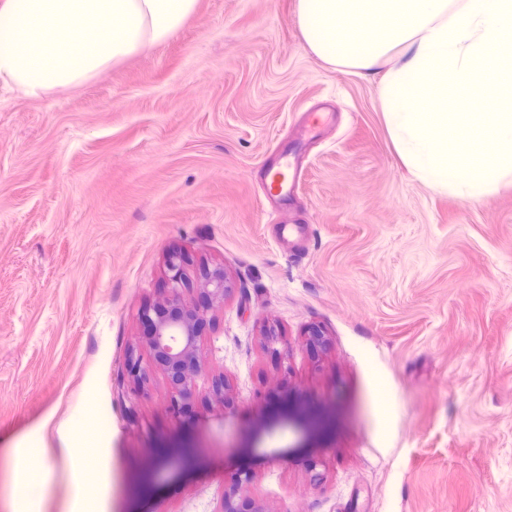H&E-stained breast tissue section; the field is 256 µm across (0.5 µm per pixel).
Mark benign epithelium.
<instances>
[{
	"label": "benign epithelium",
	"instance_id": "7a95c632",
	"mask_svg": "<svg viewBox=\"0 0 512 512\" xmlns=\"http://www.w3.org/2000/svg\"><path fill=\"white\" fill-rule=\"evenodd\" d=\"M187 263L183 255L168 260L169 280L173 284L172 295L163 304L168 313H152L148 309L140 313L142 335L151 351V359L144 363L133 351L127 358L128 373L138 386H145L160 373L176 399L191 397L197 379L204 372L200 326L208 311L224 302L229 292L224 269L206 270L199 291L203 303L182 302L179 288L185 282Z\"/></svg>",
	"mask_w": 512,
	"mask_h": 512
}]
</instances>
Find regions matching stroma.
I'll return each instance as SVG.
<instances>
[{
	"label": "stroma",
	"mask_w": 512,
	"mask_h": 512,
	"mask_svg": "<svg viewBox=\"0 0 512 512\" xmlns=\"http://www.w3.org/2000/svg\"><path fill=\"white\" fill-rule=\"evenodd\" d=\"M295 5L199 0L80 87L0 81V512L25 509L22 441L54 468L42 512H68L63 430L86 512H221L237 485L261 512H512V187L473 206L413 181L377 77L315 57ZM173 254L186 303L201 269L231 286L177 414L126 369ZM12 466L16 483L22 487H29L32 472L39 468L43 477L46 473V464L41 462L36 464L31 457L30 448L22 443L12 448Z\"/></svg>",
	"instance_id": "obj_1"
}]
</instances>
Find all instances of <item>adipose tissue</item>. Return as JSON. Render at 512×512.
I'll return each instance as SVG.
<instances>
[{"label": "adipose tissue", "mask_w": 512, "mask_h": 512, "mask_svg": "<svg viewBox=\"0 0 512 512\" xmlns=\"http://www.w3.org/2000/svg\"><path fill=\"white\" fill-rule=\"evenodd\" d=\"M296 18L316 57L378 74L415 181L472 205L512 185V0H296Z\"/></svg>", "instance_id": "ef3b65f1"}]
</instances>
